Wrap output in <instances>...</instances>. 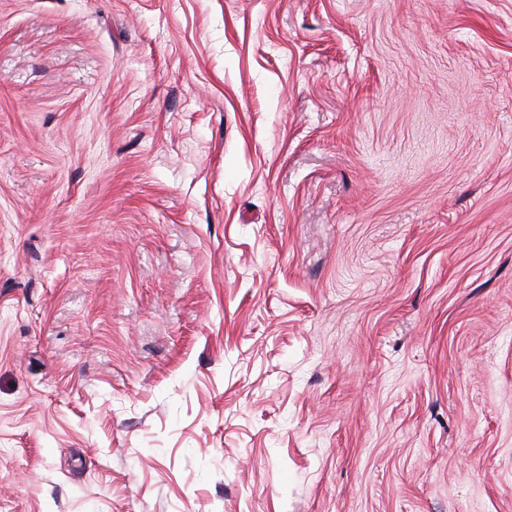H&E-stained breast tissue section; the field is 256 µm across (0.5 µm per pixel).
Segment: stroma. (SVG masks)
<instances>
[{
    "label": "stroma",
    "instance_id": "obj_1",
    "mask_svg": "<svg viewBox=\"0 0 512 512\" xmlns=\"http://www.w3.org/2000/svg\"><path fill=\"white\" fill-rule=\"evenodd\" d=\"M0 512H512V0H0Z\"/></svg>",
    "mask_w": 512,
    "mask_h": 512
}]
</instances>
